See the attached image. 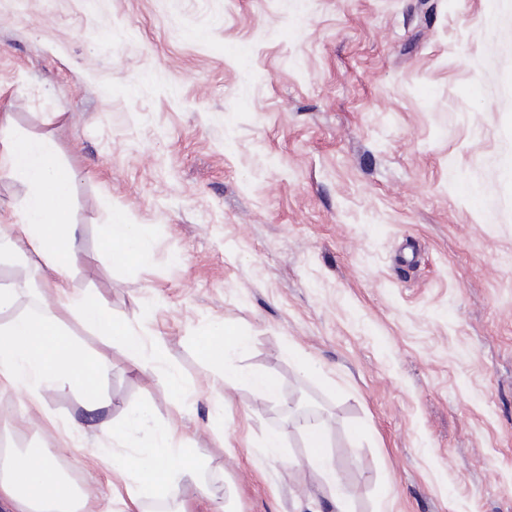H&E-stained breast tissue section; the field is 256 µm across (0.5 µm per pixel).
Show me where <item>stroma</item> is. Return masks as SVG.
<instances>
[{"label":"stroma","mask_w":512,"mask_h":512,"mask_svg":"<svg viewBox=\"0 0 512 512\" xmlns=\"http://www.w3.org/2000/svg\"><path fill=\"white\" fill-rule=\"evenodd\" d=\"M1 112L77 173L72 291L193 388L113 351V417L149 406L233 512H336L296 398L347 512H512V0H0ZM117 212L154 225L149 263L102 250ZM216 321L280 401L212 386ZM78 410L0 389V444L54 449L120 512ZM299 429L304 435L306 448H309L306 458L307 465L311 467L319 466L322 469L328 483L334 488L336 497V483L338 479L327 449L328 437L325 424L320 420L307 421Z\"/></svg>","instance_id":"obj_1"}]
</instances>
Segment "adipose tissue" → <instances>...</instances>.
<instances>
[{
	"instance_id": "adipose-tissue-1",
	"label": "adipose tissue",
	"mask_w": 512,
	"mask_h": 512,
	"mask_svg": "<svg viewBox=\"0 0 512 512\" xmlns=\"http://www.w3.org/2000/svg\"><path fill=\"white\" fill-rule=\"evenodd\" d=\"M0 174L21 179L27 193L11 213L6 237L14 253L35 257L45 274V286L55 305L39 301L36 310L15 312L21 290L17 282L0 283V389H21L26 400L43 404L47 394L69 391L79 397L80 412L69 420L72 433L81 437H111L113 468L122 479L126 512H146L145 499L166 505L168 512H186L189 489L208 494L199 472L208 465L179 466L171 444L172 430L150 424V407H142L141 421L112 416V401L104 386L112 372L110 353L88 354L70 338L59 311L77 317L83 326L119 347L139 369L162 374L174 398L185 397L189 386L167 366L161 340L141 334L115 321L102 301L70 291L71 268L79 257L78 226L70 217L76 172L58 157L55 142L47 137L17 135L10 117L0 116ZM155 229L150 224H130L114 216L105 225L102 249L113 265L147 262ZM250 338L224 323H215L199 344L217 370L216 381L225 388L249 386L266 399L279 394L276 379L268 372L238 364L234 355ZM309 449L306 463L321 468L328 483L336 484V471L327 449V430L322 421L300 427ZM0 512H88L87 496L67 482L50 448H0Z\"/></svg>"
}]
</instances>
